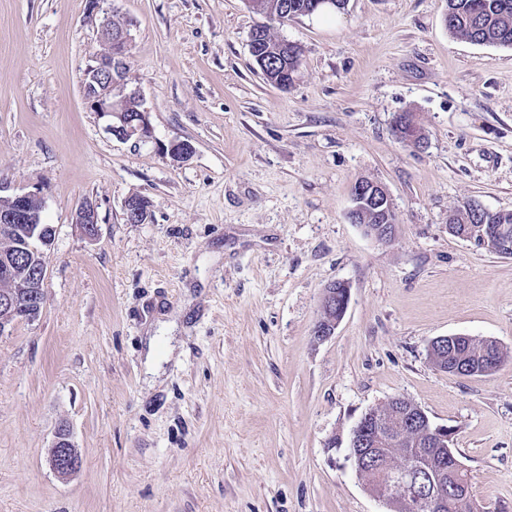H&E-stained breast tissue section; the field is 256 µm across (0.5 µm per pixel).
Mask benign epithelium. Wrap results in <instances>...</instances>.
Wrapping results in <instances>:
<instances>
[{"label": "benign epithelium", "instance_id": "benign-epithelium-1", "mask_svg": "<svg viewBox=\"0 0 512 512\" xmlns=\"http://www.w3.org/2000/svg\"><path fill=\"white\" fill-rule=\"evenodd\" d=\"M101 50L93 53L91 63L84 71L83 96L96 111L104 114L115 113L125 126V136L135 134L142 138L151 135L147 121V110L136 92H125L124 74L121 67L112 61V46L119 45L122 51L115 56L121 60L125 57L130 43L127 28L112 29V14L104 13L100 22ZM7 192L12 207L0 210V229L7 231L11 224H35L36 231H42L41 211L43 199L39 193L31 190H12L0 180V193ZM76 215L87 224L85 232L94 236L98 232L96 207L90 200H85L76 209ZM46 266L36 270L35 282L39 287L29 288L25 301L19 302L18 294L8 292L0 294V337L11 333L20 319H26L39 311L45 304L44 283ZM350 303V288L345 282L336 284V289L323 292L320 303V317L313 333L318 339L334 333L340 318L344 317ZM371 413H366L352 431L349 442L348 460L356 473L363 479L367 490L391 510L398 502L404 503L411 512H446L450 496L460 499L469 498L468 486L459 479L465 470L461 462L453 466L445 461L424 459L414 451L405 454L403 464L391 468L384 461V449L377 447L367 428ZM413 425L422 426L423 432L438 446L447 445L448 427L434 425L424 413H419L411 421ZM51 469L61 478H67L77 472L82 465L78 449L74 448L66 426L60 425L55 434V441L49 450Z\"/></svg>", "mask_w": 512, "mask_h": 512}]
</instances>
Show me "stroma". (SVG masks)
I'll list each match as a JSON object with an SVG mask.
<instances>
[{
  "instance_id": "obj_1",
  "label": "stroma",
  "mask_w": 512,
  "mask_h": 512,
  "mask_svg": "<svg viewBox=\"0 0 512 512\" xmlns=\"http://www.w3.org/2000/svg\"><path fill=\"white\" fill-rule=\"evenodd\" d=\"M109 8L147 139L83 97ZM445 11L348 0L272 22L302 49L282 89L244 0H0V180L39 189L54 229L41 314L0 337V512H388L346 453L397 397L453 429L477 498L512 505V258L448 232L469 200L512 211V48L451 36ZM405 112L424 147L396 136ZM359 179L386 188L392 241L350 223ZM335 281L350 304L320 341ZM452 335L507 360L442 371L429 343ZM62 423L83 458L65 479ZM350 303V288L345 282H338L336 290H326L323 292L320 303V317L316 323L313 333L317 339L330 336L334 333L340 321L343 319ZM339 319H333L326 313L327 311H335ZM51 469L61 478H67L77 472L82 465V458L74 448L68 429L60 425L55 434V441L49 450Z\"/></svg>"
}]
</instances>
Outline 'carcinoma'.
<instances>
[{
  "mask_svg": "<svg viewBox=\"0 0 512 512\" xmlns=\"http://www.w3.org/2000/svg\"><path fill=\"white\" fill-rule=\"evenodd\" d=\"M315 0H267L270 12L266 18L285 21L316 12ZM446 27L450 35L475 44L512 47V0H447ZM252 35L258 51L264 54L267 73L288 82H293L294 74L301 61V51L296 45L288 46V56L280 53L283 41L271 34L270 26L257 25ZM364 209L361 221L367 225L389 224L394 220L391 204L374 209L366 201H361ZM451 227L448 232L454 236L470 240L492 252L512 257V211H489L476 207V202L467 201L453 209L448 215ZM44 244L29 236L25 224L14 225L13 231H0V254L14 257L9 276L0 273V290L24 288L30 284L33 268L43 263ZM430 357L438 368L462 376H470L474 370H481L482 360L487 359L496 367L504 363V355L498 344L492 340L467 338L448 344V348L433 347ZM408 419L407 407L386 404L373 411L371 432L382 433L389 457L398 464L404 453L412 448L432 449L428 437L421 432L398 440L392 432V425Z\"/></svg>",
  "mask_w": 512,
  "mask_h": 512,
  "instance_id": "obj_1",
  "label": "carcinoma"
}]
</instances>
